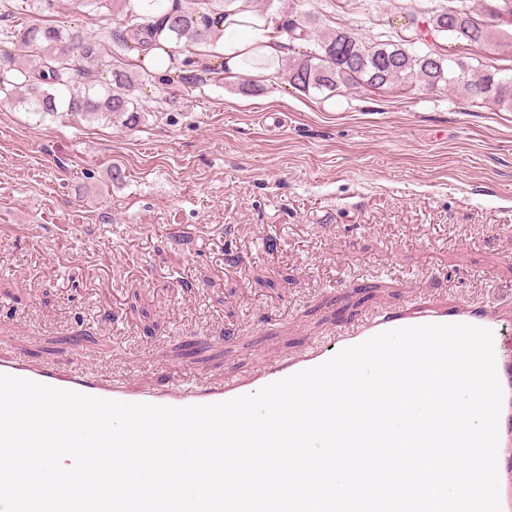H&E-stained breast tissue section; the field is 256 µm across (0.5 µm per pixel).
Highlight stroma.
Masks as SVG:
<instances>
[{
    "mask_svg": "<svg viewBox=\"0 0 512 512\" xmlns=\"http://www.w3.org/2000/svg\"><path fill=\"white\" fill-rule=\"evenodd\" d=\"M86 2L50 18L118 29ZM300 5L397 41L432 2ZM251 85L145 81L129 128L0 98L1 356L168 389L250 378L425 300L512 313V111L414 86ZM270 112L286 126L267 131Z\"/></svg>",
    "mask_w": 512,
    "mask_h": 512,
    "instance_id": "stroma-1",
    "label": "stroma"
}]
</instances>
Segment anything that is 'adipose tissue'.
<instances>
[{"label":"adipose tissue","instance_id":"adipose-tissue-1","mask_svg":"<svg viewBox=\"0 0 512 512\" xmlns=\"http://www.w3.org/2000/svg\"><path fill=\"white\" fill-rule=\"evenodd\" d=\"M281 14H255L239 5L229 7L224 16V34L213 48L224 64V74L234 78L246 73L276 79L279 63L289 47Z\"/></svg>","mask_w":512,"mask_h":512}]
</instances>
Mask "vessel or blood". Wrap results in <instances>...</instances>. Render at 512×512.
<instances>
[{"label": "vessel or blood", "mask_w": 512, "mask_h": 512, "mask_svg": "<svg viewBox=\"0 0 512 512\" xmlns=\"http://www.w3.org/2000/svg\"><path fill=\"white\" fill-rule=\"evenodd\" d=\"M470 324L492 330L497 375L503 390L499 417L498 445L512 446V319L499 315L490 307H474L463 303L453 307L433 304L387 311L365 320L353 328L340 331L330 340L306 355L265 364L256 380L228 379L211 386L190 387L177 392L142 390L131 391L117 381H104L96 376L76 372L60 375L45 368H36L22 361L0 358V374H7L51 387L79 392L85 395L127 403H148L160 406L187 407L208 405L251 394L258 389L318 366L344 348L359 344L388 330L423 324ZM499 500L501 512H512V460L498 463Z\"/></svg>", "instance_id": "vessel-or-blood-1"}]
</instances>
